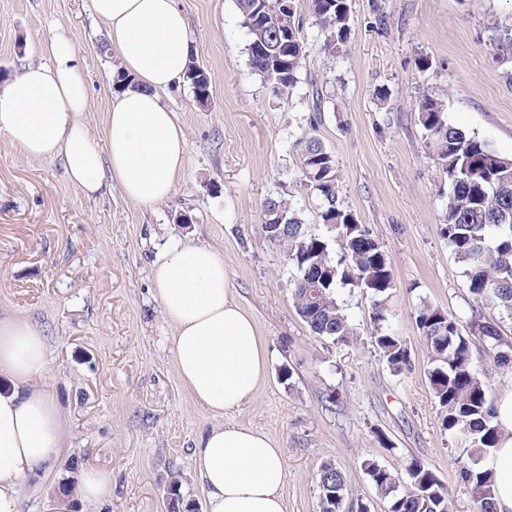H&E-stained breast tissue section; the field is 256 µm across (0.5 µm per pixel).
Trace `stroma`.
<instances>
[{
  "instance_id": "35a3bbf8",
  "label": "stroma",
  "mask_w": 512,
  "mask_h": 512,
  "mask_svg": "<svg viewBox=\"0 0 512 512\" xmlns=\"http://www.w3.org/2000/svg\"><path fill=\"white\" fill-rule=\"evenodd\" d=\"M178 4L211 95L198 105L182 83L165 98L189 147L166 201L143 207L112 186L86 196L62 159H27L0 138V314L41 328L49 363L39 384L65 421L64 455L53 472L22 481V512H42L45 493L86 470L111 477L112 497L77 502L74 512H167L174 476L184 500L204 505L193 457L213 419L177 376L172 329L152 285L154 262L177 243L221 251L233 294L256 321L266 375L256 398L227 418L281 448L287 512H318V474L327 461L371 512H388L361 462L375 460L401 476L413 458L443 480L450 512H473L454 468L463 446L441 428L432 362L414 318L427 301L466 321L473 298L440 234L446 198L412 103L424 94L443 99L451 125L512 156V83L487 53L491 23H512V0H350L355 25L339 57L319 51L309 2L297 0L310 52L288 105L251 74L235 0ZM58 32L73 37L85 62V119L102 128L116 59L97 50L107 27L91 0H0V88L38 61L41 44ZM422 55L431 70L416 68ZM316 85L328 94L320 112ZM380 87L389 91L387 103L375 99ZM308 134L336 158L344 207L387 247L395 283L390 324L411 355L403 374L372 347V302L359 289L338 291L356 331L352 344L311 334L293 305L284 254L262 231L261 205L280 194L306 224H319L293 146Z\"/></svg>"
}]
</instances>
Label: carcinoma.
I'll return each instance as SVG.
<instances>
[{"mask_svg":"<svg viewBox=\"0 0 512 512\" xmlns=\"http://www.w3.org/2000/svg\"><path fill=\"white\" fill-rule=\"evenodd\" d=\"M320 31L319 50L336 57L345 52L354 25L350 0H310ZM242 27L248 36L251 72L260 76L274 97L292 102L309 47L296 22V0H235ZM489 55L497 65L512 64V24H493ZM288 32V51L277 40ZM183 81L195 102L209 99L210 76L193 64ZM423 142L431 150L448 188L441 235L463 270L468 290L478 309L462 333L458 321L440 307L422 302L415 311L416 326L432 357L428 379L440 409L442 429L467 445V454L456 458L457 480L465 487L474 512H494L495 482L481 467L502 435L494 417V397L487 384V369L472 363L470 338L493 350L494 364L512 371V338L502 335L503 319L512 320V156H502L476 134L448 123L445 104L432 95L415 101ZM302 180L318 201L323 232H308L304 244L295 236L308 228L302 212L282 195L267 198L262 223L280 214L288 229L276 241L294 270L290 282L296 310L311 333L334 345L353 341L354 327L338 301V289L360 288L372 298V346L396 374L411 369L410 352L389 322L388 301L394 280L383 242L357 222L338 195L336 160L319 139L294 142ZM337 248H332V245ZM490 310L494 315L488 316ZM377 495L390 502V512H450L448 490L428 466L413 459L405 480L378 462L361 463ZM318 478L319 512H370L355 498L346 478L334 464L321 466Z\"/></svg>","mask_w":512,"mask_h":512,"instance_id":"cac0c4a2","label":"carcinoma"}]
</instances>
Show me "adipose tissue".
<instances>
[{
	"mask_svg": "<svg viewBox=\"0 0 512 512\" xmlns=\"http://www.w3.org/2000/svg\"><path fill=\"white\" fill-rule=\"evenodd\" d=\"M107 26L117 66L133 80L111 100L104 128L84 120L89 89L73 39L53 35L42 59L0 90V138L35 160L63 158L68 178L91 195L104 181L144 207L164 202L188 161L182 127L164 104L191 62L187 19L176 0H92ZM155 293L174 330L176 372L213 417L195 451L206 512H286L287 473L268 435L224 421L252 401L266 352L251 315L235 299L224 257L207 245L177 244L153 269ZM48 352L41 330L18 316L0 317V512H21L18 489L62 456L64 423L53 398L35 384ZM507 431L483 461L495 479L496 512H512V388L495 401Z\"/></svg>",
	"mask_w": 512,
	"mask_h": 512,
	"instance_id": "adipose-tissue-1",
	"label": "adipose tissue"
}]
</instances>
